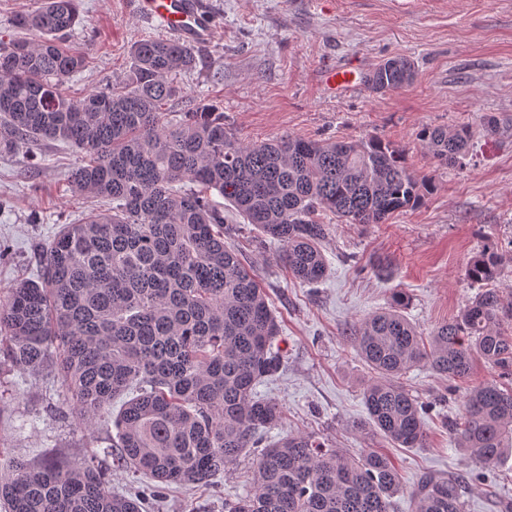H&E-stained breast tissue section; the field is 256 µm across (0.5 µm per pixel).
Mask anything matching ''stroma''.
<instances>
[{
	"label": "stroma",
	"instance_id": "obj_1",
	"mask_svg": "<svg viewBox=\"0 0 512 512\" xmlns=\"http://www.w3.org/2000/svg\"><path fill=\"white\" fill-rule=\"evenodd\" d=\"M212 43L198 47L196 68L178 75L182 98L168 102L177 115L202 104L218 108L241 142L285 136L359 139L376 136L401 150L418 176H434L424 203L384 224H348L324 215L322 251L327 278L307 284L289 277L283 247L244 222L232 241L269 295L280 325L275 342L282 370L256 387L282 406L285 417L262 432L270 444L288 432L316 434L350 455L386 453L405 491L393 512H409L406 493L425 476L462 480L465 512H512V457L478 468L458 448L467 388L496 378L475 360L469 378L448 382L426 366L402 383L430 407L425 445L395 448L363 434V392L373 373L353 342L354 328L387 307L394 291L409 298L407 319L421 332L458 314L478 291L464 276L467 260L491 240L512 249V0H209ZM72 40L90 59L67 82L92 89L102 75L125 81L129 50L162 31L135 10L134 0H79ZM409 58L417 77L408 87L377 93L369 86L329 96L319 71L346 63L369 72L384 59ZM503 132L490 138L485 115ZM468 124L473 137L465 167L433 169L417 135L426 126ZM81 154L47 142L35 158L0 151V299L19 281L35 278L38 251L61 225L77 223L107 201L79 198L70 174ZM111 418L93 428L78 423L55 370L22 371L0 363V452L37 464L55 455L80 461L115 439ZM251 455H243L207 487L172 485L151 512H224V501L251 488Z\"/></svg>",
	"mask_w": 512,
	"mask_h": 512
}]
</instances>
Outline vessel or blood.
<instances>
[{"label": "vessel or blood", "mask_w": 512, "mask_h": 512, "mask_svg": "<svg viewBox=\"0 0 512 512\" xmlns=\"http://www.w3.org/2000/svg\"><path fill=\"white\" fill-rule=\"evenodd\" d=\"M138 11L157 22L162 30L179 41L195 46L210 44L214 29L207 21L208 0H137ZM355 70L348 65L323 69L321 82L333 94L356 89Z\"/></svg>", "instance_id": "obj_1"}]
</instances>
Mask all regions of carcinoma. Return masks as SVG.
<instances>
[{
    "label": "carcinoma",
    "instance_id": "1",
    "mask_svg": "<svg viewBox=\"0 0 512 512\" xmlns=\"http://www.w3.org/2000/svg\"><path fill=\"white\" fill-rule=\"evenodd\" d=\"M78 24L77 0H38L10 21L21 36L0 48V150L71 144L82 153L73 192L112 208L64 225L41 251L37 279L10 288L0 343L20 369L54 365L85 427L114 398L126 399L103 453L75 465L12 460L0 474V500L9 512H148L145 493L107 486V460L159 482L153 494L163 485L208 486L284 418L278 403L255 395L282 366L273 350L278 321L228 243L236 228L210 192L283 245L292 278L314 283L327 274L319 216L383 224L422 204L435 183L377 137L245 144L213 108L168 118L162 107L183 96L176 76L197 64L194 47L180 41H139L126 82L107 77L92 91L69 90L67 80L88 64L66 42ZM414 78L407 58L391 57L366 82L383 92ZM417 138L445 168L467 156L471 130L425 127ZM510 263L512 251L492 242L474 253L465 277L482 289L426 340L404 315L401 292L361 321L354 343L376 377L358 431L423 447L426 406L399 377L423 364L454 381L479 357L499 378L466 391L458 447L482 467L512 454V333L504 332L512 297L493 287ZM400 492L382 453L351 457L312 434L288 433L255 455L252 490L224 500V512H390ZM408 500L410 512H464L449 478H423Z\"/></svg>",
    "mask_w": 512,
    "mask_h": 512
}]
</instances>
